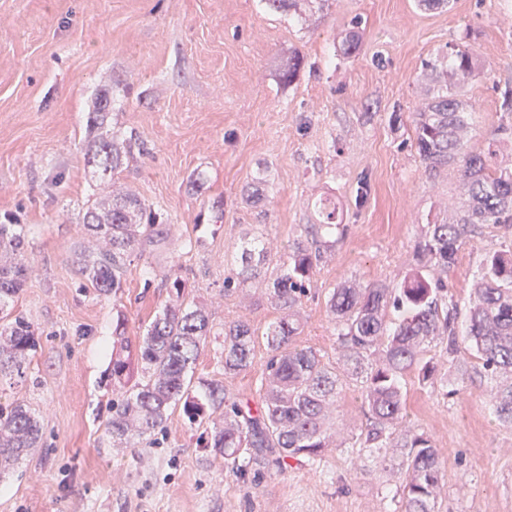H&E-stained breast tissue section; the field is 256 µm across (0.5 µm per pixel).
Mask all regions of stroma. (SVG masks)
Returning <instances> with one entry per match:
<instances>
[{
  "label": "stroma",
  "mask_w": 512,
  "mask_h": 512,
  "mask_svg": "<svg viewBox=\"0 0 512 512\" xmlns=\"http://www.w3.org/2000/svg\"><path fill=\"white\" fill-rule=\"evenodd\" d=\"M357 14L361 51L346 60L336 44ZM463 41L482 65L465 135L473 144L494 133L497 89L512 86V0H450L432 11L416 0H332L303 20L260 0H0V222L28 232L29 274L13 311L40 335L26 382L0 386V405L24 402L44 423L42 448L0 481V512H395L397 468L341 446L314 464L242 478L179 410L158 445H114L112 318L123 311L129 336L143 335L168 299L165 275L179 269L213 325L197 377L256 398L259 369L223 374L224 325L243 319L262 333L279 311L255 289L225 294L228 262L255 232L281 255L324 199L347 232L313 276L297 343L335 359L329 289L400 282L422 225L460 209L457 176L425 173L408 117L426 90L422 61ZM293 53L302 65L288 84L281 72ZM108 87L112 121L141 143L119 180L173 232L132 255L114 297L98 295L73 264L91 197L86 117ZM364 175L371 190L359 205ZM260 179V199L246 201ZM503 234L483 225L460 249L444 275L459 304ZM439 368L435 386L412 375L404 386L410 422L444 460L438 512H512V427L492 415L494 381Z\"/></svg>",
  "instance_id": "35a3bbf8"
}]
</instances>
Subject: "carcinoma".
<instances>
[{"mask_svg":"<svg viewBox=\"0 0 512 512\" xmlns=\"http://www.w3.org/2000/svg\"><path fill=\"white\" fill-rule=\"evenodd\" d=\"M363 17L346 25L339 45L349 59L361 48ZM448 66L453 83L438 89L412 113L410 136L431 176L456 172L467 198L454 222L427 224L415 239L416 267L398 284L378 281L333 289L327 306L336 325L337 358L326 361L311 347H300V306L312 277L328 252L345 236L336 208L323 206L316 224H306L272 262L263 240L254 235L238 248L224 277V292L259 286L280 316L263 334L266 360L258 363L256 329L245 320L224 327V376L261 367L259 401L232 395L221 380L192 384L201 349L212 329L204 306L187 300L186 281L171 273L168 300L146 333L132 340L127 318L112 323V414L107 420L119 444L150 443L166 427L170 411L182 406L191 423L211 419L206 447L224 457V465L245 474L263 464L284 470L288 461L313 464L336 447L329 419L343 384L351 380L361 399L365 426L356 437L357 454L398 465L402 479L396 495L401 512H436L445 473L439 449L425 432L406 424L403 381L409 374L434 385L437 363L430 348L441 346L448 366L457 365L460 343L473 355L472 369L496 382L493 413L512 425V240L490 250L483 273L470 294L463 338L455 321L458 301L443 279L431 280L425 268L447 271L468 233L479 224L512 230V169L496 163L498 147L512 141V88L501 93V123L480 148L462 141L473 110L463 98L480 74L468 44L448 45L423 61L425 70ZM112 92L99 95L87 127L95 136L84 149L98 192L83 213L84 235L92 245L75 253L78 274L100 295H117L124 287L127 262L144 243H165L171 225L153 219L152 210L135 193L116 187L135 135L109 127ZM25 226L0 224V311L24 285ZM39 334L23 316L0 325V384L22 382ZM43 424L23 402L0 406V476L42 447Z\"/></svg>","mask_w":512,"mask_h":512,"instance_id":"1","label":"carcinoma"}]
</instances>
